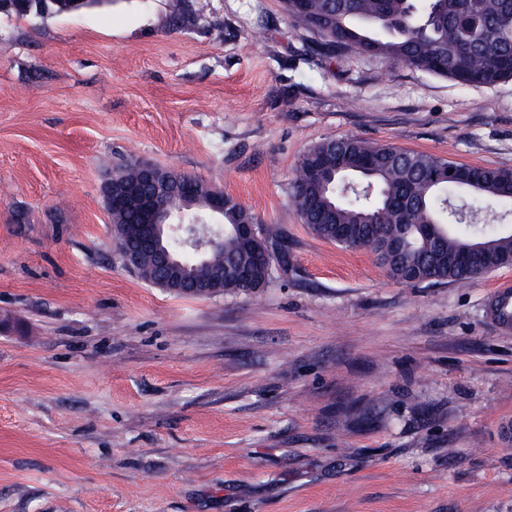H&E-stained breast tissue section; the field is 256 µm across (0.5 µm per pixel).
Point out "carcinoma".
I'll use <instances>...</instances> for the list:
<instances>
[{
  "instance_id": "cac0c4a2",
  "label": "carcinoma",
  "mask_w": 512,
  "mask_h": 512,
  "mask_svg": "<svg viewBox=\"0 0 512 512\" xmlns=\"http://www.w3.org/2000/svg\"><path fill=\"white\" fill-rule=\"evenodd\" d=\"M295 26L315 32L317 51L326 58L348 51L381 56L466 86H493L512 79V0H282ZM173 31L194 25L185 0H175ZM472 173L465 180L450 171ZM180 190L152 200L137 164L112 177L111 223L133 229L143 223V206L157 212L183 211L190 220L204 212L212 184L168 169ZM463 192L487 208L512 201V170L470 167L438 155L378 145L357 137L327 139L301 156L292 179V202L303 223L319 238L346 249L370 251L391 280L406 285L463 282L508 265L512 227L479 224L478 210L455 204ZM258 219L237 199L224 195V246L208 266L185 258V272L200 280L225 270L224 293L249 294L265 287L272 267L254 260L235 224ZM399 242L392 251L390 243ZM142 253L137 272L165 291L153 269L148 245L138 236L124 240ZM251 269L246 281L233 274ZM490 319L512 329V296L495 294Z\"/></svg>"
}]
</instances>
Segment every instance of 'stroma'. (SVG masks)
Instances as JSON below:
<instances>
[{
  "mask_svg": "<svg viewBox=\"0 0 512 512\" xmlns=\"http://www.w3.org/2000/svg\"><path fill=\"white\" fill-rule=\"evenodd\" d=\"M0 12V512H512V266L404 285L318 238L301 155L354 136L512 169V79L325 58L280 0ZM265 27H257L256 17ZM149 162L276 243L265 288L127 269L103 185ZM487 313L499 327L512 329V296L507 292L495 294L488 302Z\"/></svg>",
  "mask_w": 512,
  "mask_h": 512,
  "instance_id": "stroma-1",
  "label": "stroma"
}]
</instances>
